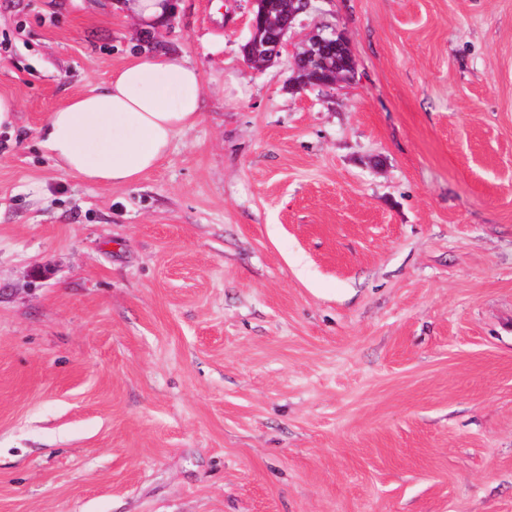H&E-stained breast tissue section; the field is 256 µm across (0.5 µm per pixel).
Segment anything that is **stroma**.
<instances>
[{
	"mask_svg": "<svg viewBox=\"0 0 512 512\" xmlns=\"http://www.w3.org/2000/svg\"><path fill=\"white\" fill-rule=\"evenodd\" d=\"M0 0V512H512V0ZM326 26L355 73L292 89ZM201 120L130 186L48 112L143 48ZM105 11L116 10L123 20L133 23L142 34H154L166 24L173 11L171 0H102ZM264 1L265 0H254L257 9L253 12V17L250 21L251 35L247 41L248 45L245 49L242 50L245 59L255 68H262L281 57L283 51L287 47L284 38L287 35L289 29L292 28V19L297 14L306 12L311 5L310 2H308V4L304 6L303 4L309 0H301L303 8L296 11L292 8V5L295 4L297 0H283L281 13L276 18H274L269 13V9L267 8L266 2ZM272 29H277V31H279L276 43L274 45V50L263 57H259L251 53L253 44L259 43L262 39H265L267 32Z\"/></svg>",
	"mask_w": 512,
	"mask_h": 512,
	"instance_id": "1",
	"label": "stroma"
}]
</instances>
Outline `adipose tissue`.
Wrapping results in <instances>:
<instances>
[{"label":"adipose tissue","instance_id":"adipose-tissue-1","mask_svg":"<svg viewBox=\"0 0 512 512\" xmlns=\"http://www.w3.org/2000/svg\"><path fill=\"white\" fill-rule=\"evenodd\" d=\"M142 34L161 30L171 0H104ZM200 70L185 54L131 56L104 88H92L47 114L42 143L56 166L88 183L129 186L167 158L173 140L202 116Z\"/></svg>","mask_w":512,"mask_h":512}]
</instances>
